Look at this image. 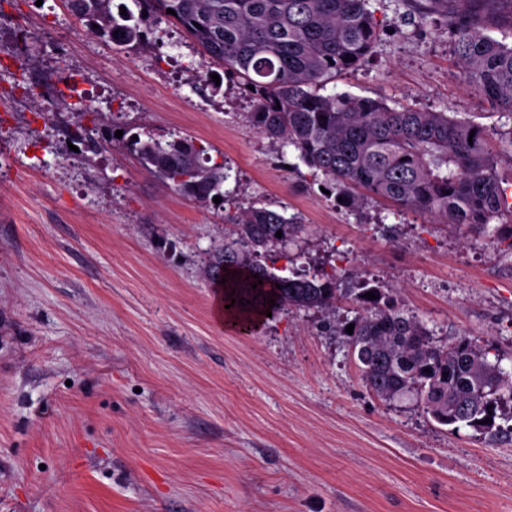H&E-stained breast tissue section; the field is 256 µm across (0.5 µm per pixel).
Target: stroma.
<instances>
[{"mask_svg": "<svg viewBox=\"0 0 512 512\" xmlns=\"http://www.w3.org/2000/svg\"><path fill=\"white\" fill-rule=\"evenodd\" d=\"M423 2L369 0L371 55L325 93L511 129L462 82L446 18L415 24ZM146 39L125 52L67 0H0V512H512V436L373 394L323 329L354 318L350 300L215 324L203 267L224 204L181 194L121 140L87 143L105 122L192 140L228 164L238 206L301 217L275 267L381 280L439 339L490 346L511 373L512 256L323 193L181 27L156 18Z\"/></svg>", "mask_w": 512, "mask_h": 512, "instance_id": "stroma-1", "label": "stroma"}]
</instances>
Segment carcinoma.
Listing matches in <instances>:
<instances>
[{
  "mask_svg": "<svg viewBox=\"0 0 512 512\" xmlns=\"http://www.w3.org/2000/svg\"><path fill=\"white\" fill-rule=\"evenodd\" d=\"M138 13L113 14L112 0H70L72 9L123 50L144 38L143 16L160 15L181 25L224 71L242 80L254 102L251 125L263 136L290 147L315 181L356 207L366 195L391 202L433 224H451L482 234L512 254V196L498 178L504 154L485 129L446 112L396 110L371 98L321 95L323 83L355 69L377 39L368 0H132ZM173 9L170 14L167 9ZM448 17L453 52L464 84L479 98L512 112V44L488 34H512V0H427L419 19ZM353 57L345 61V56ZM254 89H249V86ZM473 141H468V138ZM122 140L149 172L170 180L199 202L227 196L224 164L207 166L202 150L179 138L151 136ZM234 226L208 260L212 281L227 279L224 304L234 316L256 310H325L347 298L356 315L328 327L345 336L362 379L378 397L407 399L452 432L463 427L490 433L498 411L512 403V375L502 358L467 336L443 343L416 315L399 306L394 289L364 279L342 290L333 274L262 263L283 252L301 232L295 214L254 204L225 215ZM282 237H276L277 232ZM262 283H257V280ZM257 288H252V284ZM281 288H276V285ZM373 292L370 300L365 293ZM250 301L241 305L237 300ZM275 306H268L269 300ZM491 419L485 424L483 420Z\"/></svg>",
  "mask_w": 512,
  "mask_h": 512,
  "instance_id": "carcinoma-1",
  "label": "carcinoma"
}]
</instances>
